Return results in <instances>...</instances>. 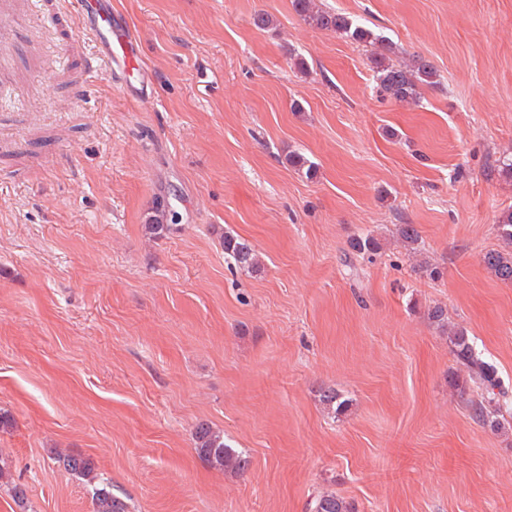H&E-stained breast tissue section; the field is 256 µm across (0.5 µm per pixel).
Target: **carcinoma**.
I'll list each match as a JSON object with an SVG mask.
<instances>
[{
	"label": "carcinoma",
	"mask_w": 512,
	"mask_h": 512,
	"mask_svg": "<svg viewBox=\"0 0 512 512\" xmlns=\"http://www.w3.org/2000/svg\"><path fill=\"white\" fill-rule=\"evenodd\" d=\"M295 12L312 26L326 31L335 32L358 43H369L375 47L370 57L372 70L376 80L390 99L396 102L416 100L424 86H434L436 70L428 60L416 56L408 61L397 58L396 46L385 36L378 35L355 22L346 13L326 10L317 7L314 0H293ZM167 205L163 201L156 203V219L145 225L146 230L159 235L168 229L161 223L166 215ZM497 230L502 241L498 249L487 251L482 258L484 266L500 281L512 284V207L503 210L497 218ZM397 236L405 249L416 255L421 237L413 224H400ZM224 256L239 268H253L258 263L255 250L247 242L233 235L223 237ZM352 250L373 255L379 250V243L371 235H363L352 239ZM429 319L448 332L451 352L458 363L468 370L469 380L480 385L485 391L481 400L471 403L470 414L473 420L497 431L504 426V414L512 409L504 406L506 392L500 390V384L494 368L485 361L474 349L471 339L462 330H448V312L440 305L428 311ZM321 401L334 413L344 410L347 400L334 389L322 391ZM194 447L200 457L211 465L232 472H243L248 462L242 453L224 441V434L213 429L207 423H200L194 431ZM64 466L72 473L84 478L87 482L95 479L93 469L88 460L68 456L63 459ZM94 512H127L128 506L112 495L108 485L100 484L93 491ZM312 512H353L352 505L334 493H324L314 500Z\"/></svg>",
	"instance_id": "obj_1"
}]
</instances>
